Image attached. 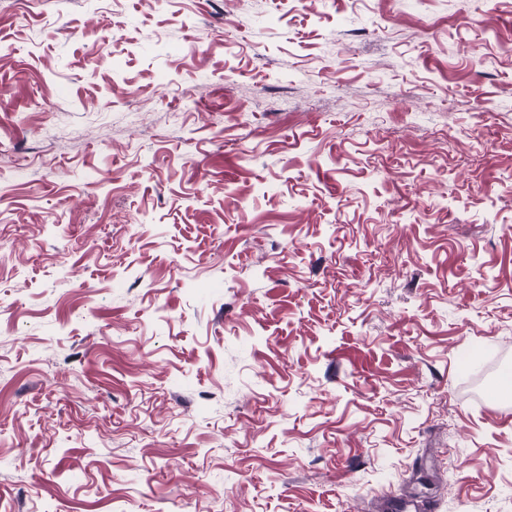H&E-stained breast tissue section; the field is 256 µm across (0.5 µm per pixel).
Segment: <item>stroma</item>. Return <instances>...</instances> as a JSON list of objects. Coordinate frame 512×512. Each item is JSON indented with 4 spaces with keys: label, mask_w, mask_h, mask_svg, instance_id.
I'll use <instances>...</instances> for the list:
<instances>
[{
    "label": "stroma",
    "mask_w": 512,
    "mask_h": 512,
    "mask_svg": "<svg viewBox=\"0 0 512 512\" xmlns=\"http://www.w3.org/2000/svg\"><path fill=\"white\" fill-rule=\"evenodd\" d=\"M512 0H0V512H512Z\"/></svg>",
    "instance_id": "1"
}]
</instances>
